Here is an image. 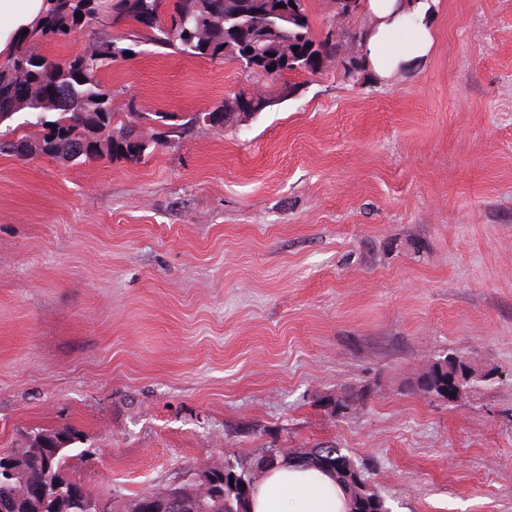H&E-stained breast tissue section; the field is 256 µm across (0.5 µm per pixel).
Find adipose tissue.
Segmentation results:
<instances>
[{
	"mask_svg": "<svg viewBox=\"0 0 512 512\" xmlns=\"http://www.w3.org/2000/svg\"><path fill=\"white\" fill-rule=\"evenodd\" d=\"M44 0H0V53L16 46V34L42 12ZM372 25L364 57L379 77L428 54L434 35L428 0H367ZM251 512H347L348 496L333 476L319 470L279 467L262 474L250 501Z\"/></svg>",
	"mask_w": 512,
	"mask_h": 512,
	"instance_id": "adipose-tissue-1",
	"label": "adipose tissue"
}]
</instances>
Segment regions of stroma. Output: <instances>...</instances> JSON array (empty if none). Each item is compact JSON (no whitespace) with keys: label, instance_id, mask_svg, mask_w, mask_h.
<instances>
[{"label":"stroma","instance_id":"obj_1","mask_svg":"<svg viewBox=\"0 0 512 512\" xmlns=\"http://www.w3.org/2000/svg\"><path fill=\"white\" fill-rule=\"evenodd\" d=\"M432 15L415 64L286 98L144 43L99 73L118 115L278 102L137 162L0 155V452L70 426L95 457L69 476L123 500L333 445L392 512H512V0ZM450 349L485 381L424 399Z\"/></svg>","mask_w":512,"mask_h":512}]
</instances>
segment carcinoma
I'll list each match as a JSON object with an SVG mask.
<instances>
[{"label": "carcinoma", "instance_id": "carcinoma-1", "mask_svg": "<svg viewBox=\"0 0 512 512\" xmlns=\"http://www.w3.org/2000/svg\"><path fill=\"white\" fill-rule=\"evenodd\" d=\"M295 2L292 12L279 5ZM40 20L19 32L16 50L0 62V126L22 114L23 125L36 129L34 137L0 130V154L21 160L39 156L79 165L103 155L139 160L151 152L157 141L138 131L146 116L130 112L128 121L114 123L112 96L120 90L105 87L99 72L119 59L136 53L135 47L148 43L170 49L190 59L237 62L239 40L255 38L268 45L272 54L289 64L275 70L251 72L271 82L296 74L315 75L325 63L338 60L345 74H358L364 61L347 52L333 34L313 36L307 0H112V22L134 25L132 33L112 38L98 25L90 0H46ZM95 29L88 45L65 60L54 59L47 49L68 44L70 35L81 29ZM298 51H293V48ZM172 132L182 134L203 124L222 127L240 122L241 113L218 104L190 117L166 113ZM466 365L456 354L447 353L421 373L415 388L431 401L446 397L448 380L463 375ZM77 433L64 426L57 430L31 431L24 448L8 454L19 469L21 485L10 495L5 512H91L76 504L74 496L85 485L67 476L71 445ZM303 462L307 468L330 472L348 492V512H390L386 496L374 482L364 462L360 474L340 467L347 454L334 446L272 449L267 458L249 460L226 458L221 466L207 467L180 487V498L166 487L155 492L113 502L114 512H250V495L257 478L267 469Z\"/></svg>", "mask_w": 512, "mask_h": 512}]
</instances>
